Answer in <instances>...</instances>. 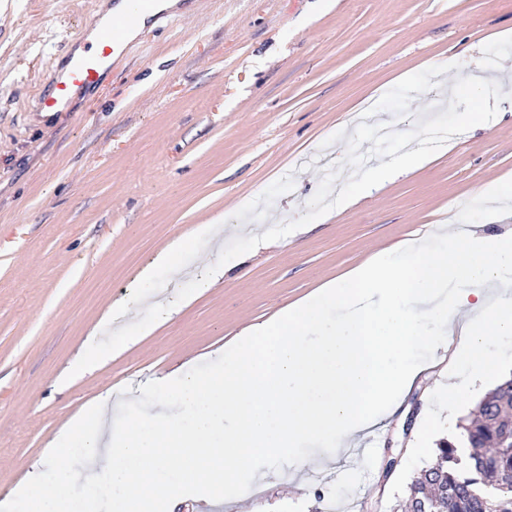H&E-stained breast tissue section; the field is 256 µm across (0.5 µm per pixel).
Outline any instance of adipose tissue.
<instances>
[{"mask_svg":"<svg viewBox=\"0 0 512 512\" xmlns=\"http://www.w3.org/2000/svg\"><path fill=\"white\" fill-rule=\"evenodd\" d=\"M512 335V232L477 236L457 226L437 247L413 240L373 256L267 321L246 326L206 377L175 382L173 412L144 410L112 428L90 403L52 443L53 471L33 465L1 502L27 512H160L180 486L160 490L170 461L192 471L210 499L253 498L266 487L265 461L320 447L295 470L324 468L362 432L384 421L426 370L415 354L458 337L448 364L446 407L466 385L494 375ZM84 496L69 494L71 450Z\"/></svg>","mask_w":512,"mask_h":512,"instance_id":"adipose-tissue-1","label":"adipose tissue"}]
</instances>
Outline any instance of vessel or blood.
I'll list each match as a JSON object with an SVG mask.
<instances>
[{"instance_id":"b4317fda","label":"vessel or blood","mask_w":512,"mask_h":512,"mask_svg":"<svg viewBox=\"0 0 512 512\" xmlns=\"http://www.w3.org/2000/svg\"><path fill=\"white\" fill-rule=\"evenodd\" d=\"M123 7L107 22L91 17L73 37L80 45V52L69 53L67 62L55 71L51 89L39 99L40 111L54 113L79 97L89 96L99 88L104 71L127 54L130 45L128 35L137 30L143 17L152 22L166 20L170 11L164 8V0H121Z\"/></svg>"}]
</instances>
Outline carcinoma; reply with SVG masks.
I'll return each instance as SVG.
<instances>
[{
	"instance_id": "obj_1",
	"label": "carcinoma",
	"mask_w": 512,
	"mask_h": 512,
	"mask_svg": "<svg viewBox=\"0 0 512 512\" xmlns=\"http://www.w3.org/2000/svg\"><path fill=\"white\" fill-rule=\"evenodd\" d=\"M462 436L468 455L440 440L411 480L405 512H512V379L479 401Z\"/></svg>"
}]
</instances>
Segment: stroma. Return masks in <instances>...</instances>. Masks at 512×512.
<instances>
[{"mask_svg":"<svg viewBox=\"0 0 512 512\" xmlns=\"http://www.w3.org/2000/svg\"><path fill=\"white\" fill-rule=\"evenodd\" d=\"M106 2L13 0L0 12V499L98 395L124 392L111 418L166 400L159 379L208 373L244 326L440 222L512 230V213L473 197L512 178L510 117L453 136L369 197L258 245L104 368L60 386L113 302L129 301L139 319L144 294L174 299L242 225L260 235L306 214L366 104L374 124L406 131L446 109L456 76L476 73L512 93V0H195L142 31L93 103L42 117L38 99L68 42ZM448 59L453 70H438ZM206 224L213 232L200 235ZM191 232L180 269L139 282ZM446 383L439 372L419 380L359 465L270 490L274 512H323L334 501L395 512L437 442L459 437L492 387L471 388L444 419L435 409ZM393 455L398 466L382 480Z\"/></svg>","mask_w":512,"mask_h":512,"instance_id":"stroma-1","label":"stroma"}]
</instances>
